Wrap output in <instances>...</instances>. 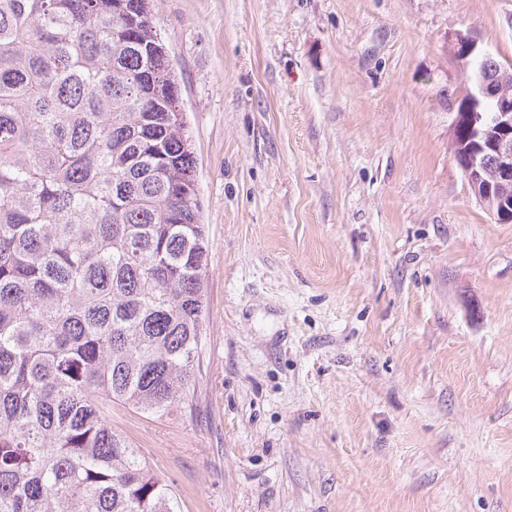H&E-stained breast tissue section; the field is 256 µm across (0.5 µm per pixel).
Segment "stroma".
Wrapping results in <instances>:
<instances>
[{"mask_svg":"<svg viewBox=\"0 0 512 512\" xmlns=\"http://www.w3.org/2000/svg\"><path fill=\"white\" fill-rule=\"evenodd\" d=\"M209 241L187 404L112 424L181 512H512V223L442 89L512 0H158Z\"/></svg>","mask_w":512,"mask_h":512,"instance_id":"obj_1","label":"stroma"}]
</instances>
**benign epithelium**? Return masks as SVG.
Masks as SVG:
<instances>
[{
	"instance_id": "obj_1",
	"label": "benign epithelium",
	"mask_w": 512,
	"mask_h": 512,
	"mask_svg": "<svg viewBox=\"0 0 512 512\" xmlns=\"http://www.w3.org/2000/svg\"><path fill=\"white\" fill-rule=\"evenodd\" d=\"M455 58L469 71L461 89L443 94L454 113L451 145L475 199L497 224L512 222V66L470 32L454 34ZM468 137L458 139L461 126Z\"/></svg>"
}]
</instances>
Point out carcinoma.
I'll use <instances>...</instances> for the list:
<instances>
[{
    "instance_id": "carcinoma-1",
    "label": "carcinoma",
    "mask_w": 512,
    "mask_h": 512,
    "mask_svg": "<svg viewBox=\"0 0 512 512\" xmlns=\"http://www.w3.org/2000/svg\"><path fill=\"white\" fill-rule=\"evenodd\" d=\"M156 0H0V512H180L112 406L162 417L209 242Z\"/></svg>"
}]
</instances>
